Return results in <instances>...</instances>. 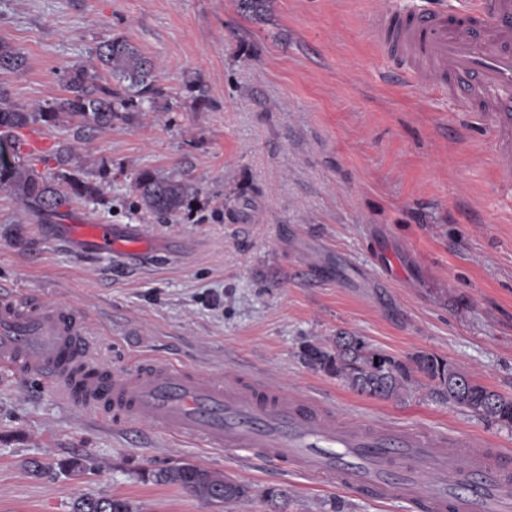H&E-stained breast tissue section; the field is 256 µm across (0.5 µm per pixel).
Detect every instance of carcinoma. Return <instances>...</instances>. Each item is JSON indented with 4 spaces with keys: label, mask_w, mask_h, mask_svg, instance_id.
Segmentation results:
<instances>
[{
    "label": "carcinoma",
    "mask_w": 512,
    "mask_h": 512,
    "mask_svg": "<svg viewBox=\"0 0 512 512\" xmlns=\"http://www.w3.org/2000/svg\"><path fill=\"white\" fill-rule=\"evenodd\" d=\"M240 13L260 18L269 0H236ZM96 64L72 65L59 74L64 94L51 105H18L0 91V187H6L24 211L44 222L62 219L75 198L97 199L101 187L92 181L72 178L68 167L79 158L87 134L120 119L130 121L143 105L151 108L169 95L155 83V63L124 36L114 35L98 44ZM24 53L0 41V70L19 71L26 67ZM72 126V140L61 143L38 158H24L15 152V141L24 129ZM55 162L56 172L48 176L37 165ZM135 207L158 220L181 216L194 198L195 189L179 169L167 173L140 169L131 182ZM305 363L344 382L359 395L384 401H404L413 386L428 389L431 399L467 409L474 415L504 427H512V398L505 397L475 381L453 363L419 352L398 358L369 344L363 337L344 334L330 349L316 344L303 347ZM142 479L157 485H175L192 496L215 506L229 507L247 500L252 490L228 476L196 464L151 469ZM72 512H137L132 503L118 495H86L72 504Z\"/></svg>",
    "instance_id": "carcinoma-1"
}]
</instances>
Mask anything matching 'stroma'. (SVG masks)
<instances>
[{
    "mask_svg": "<svg viewBox=\"0 0 512 512\" xmlns=\"http://www.w3.org/2000/svg\"><path fill=\"white\" fill-rule=\"evenodd\" d=\"M384 2L420 14L431 0H271L259 19L235 0H0V40L27 59L0 72L15 103L53 102L57 71L93 64L119 34L155 59L174 104L92 133L74 171L103 197L75 201L67 221L36 222L0 190V291L81 305L109 369L149 356L263 374L347 419L481 437L512 454V428L424 387L401 404L370 399L301 358L305 343L329 347L345 331L398 357L447 358L512 397V184L447 91L394 77L367 30ZM174 166L198 189L183 218L130 210L135 171ZM229 204L233 222L220 216ZM88 221L142 227V261L81 252L66 226ZM75 457L83 469L62 471ZM32 459L47 469L31 472ZM184 461L255 488L229 512H270L268 486L287 490L285 512H415L144 422L113 424L66 402L61 384L0 370V512H71L90 494L139 512H217L141 478Z\"/></svg>",
    "mask_w": 512,
    "mask_h": 512,
    "instance_id": "stroma-1",
    "label": "stroma"
}]
</instances>
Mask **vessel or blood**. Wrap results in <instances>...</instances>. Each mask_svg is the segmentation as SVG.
<instances>
[{
  "label": "vessel or blood",
  "mask_w": 512,
  "mask_h": 512,
  "mask_svg": "<svg viewBox=\"0 0 512 512\" xmlns=\"http://www.w3.org/2000/svg\"><path fill=\"white\" fill-rule=\"evenodd\" d=\"M369 33L397 74L416 87L445 89L459 108L486 118L496 167L512 178V0H469L459 15L385 9ZM84 250L134 256L141 230L82 224ZM0 366L63 382L65 397L97 416L143 421L210 448L260 455L360 496L410 500L426 512H512V457L475 438L341 419L309 393L234 372L213 375L167 361L100 373L76 306L0 297Z\"/></svg>",
  "instance_id": "obj_1"
}]
</instances>
